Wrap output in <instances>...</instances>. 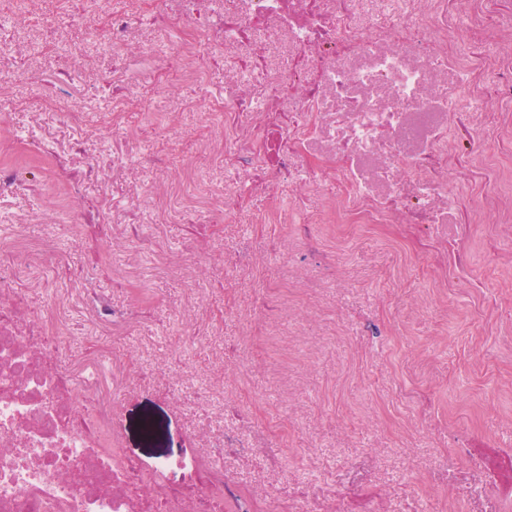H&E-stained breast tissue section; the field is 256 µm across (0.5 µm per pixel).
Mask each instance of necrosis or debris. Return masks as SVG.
<instances>
[{
    "instance_id": "1",
    "label": "necrosis or debris",
    "mask_w": 512,
    "mask_h": 512,
    "mask_svg": "<svg viewBox=\"0 0 512 512\" xmlns=\"http://www.w3.org/2000/svg\"><path fill=\"white\" fill-rule=\"evenodd\" d=\"M179 0L178 23L193 40L182 47L220 49L227 80L216 105L225 121L244 126L249 147H224L234 179L266 165L265 126L287 115L280 133L279 169L289 151L331 132L335 144L312 160L315 182L335 175L341 185V224H426L436 209L468 198L489 201L498 171L482 160L471 186L437 189L429 169L448 159V141L481 144L460 121L462 112L494 102L512 105V31L498 18L512 0H217L223 26L213 34L197 9ZM456 9L468 24L448 27ZM495 43L492 54L456 59L453 43L473 33ZM457 63L463 97L433 95L435 79ZM261 94H254V87ZM424 136L426 147L410 143ZM386 154L407 176H419L417 205L397 188L377 195L359 164ZM25 275L18 259L0 250V512H255L224 478L223 441L210 453L186 455L178 465L187 484L169 483V462L147 467L129 460L117 444L113 405L81 395L60 362L69 347L49 335L39 304L17 287Z\"/></svg>"
}]
</instances>
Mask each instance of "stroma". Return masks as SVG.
<instances>
[{
	"label": "stroma",
	"instance_id": "obj_1",
	"mask_svg": "<svg viewBox=\"0 0 512 512\" xmlns=\"http://www.w3.org/2000/svg\"><path fill=\"white\" fill-rule=\"evenodd\" d=\"M96 0L133 15L121 46L85 30L64 52L60 0H0L18 70L0 89V241L69 344L89 396L117 397L120 446L179 458L223 438L230 488L288 512H512V221L467 207L433 224H337L335 181L239 183L224 210L230 123L210 126L224 60L183 72L173 0ZM512 200V114L465 116ZM470 220L461 231V220ZM112 318H101L94 298ZM187 325L213 397L154 372Z\"/></svg>",
	"mask_w": 512,
	"mask_h": 512
}]
</instances>
